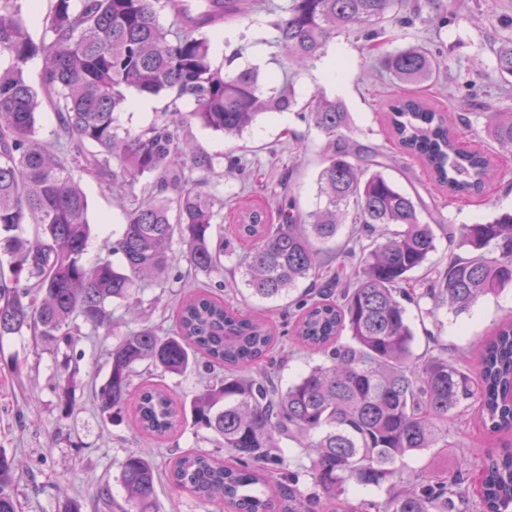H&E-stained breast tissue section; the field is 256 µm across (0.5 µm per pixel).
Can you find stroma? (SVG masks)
I'll use <instances>...</instances> for the list:
<instances>
[{"mask_svg": "<svg viewBox=\"0 0 512 512\" xmlns=\"http://www.w3.org/2000/svg\"><path fill=\"white\" fill-rule=\"evenodd\" d=\"M422 10L410 26L387 24L380 48H372L356 33H342L331 40L324 54L308 74L294 77L296 108L266 115L241 136L228 138L198 122L185 126L183 134L193 140L214 165L207 174L206 188L217 198L229 195L254 198L289 194L305 212L316 209L317 175L324 164L325 139L300 115L312 97L322 94L341 100L350 115L349 135L359 145L380 152L383 172L403 190L418 193L422 202L439 213L445 223L471 224L487 218L494 209L512 208V154L496 153L488 135L487 113L512 104L495 69L494 39L512 19V0H497L494 13H485L482 0H417ZM283 0H264L263 8L234 25L238 37L214 48L212 61L221 64L233 57L234 68H257L260 76L281 73L287 61L274 45V23ZM414 45L440 50L444 61L440 76L423 89L427 100L455 119L459 105L471 95L470 80L475 69L489 75L480 96V113L468 123L456 121L459 145L469 151L491 154L494 177L479 195L449 197L436 190L422 163L400 148L390 137L387 125L389 103L414 93L415 88L395 81L382 63V55ZM241 57H234V50ZM336 66L340 78L330 80L329 66ZM238 156L250 162L255 173L247 178H225L227 159ZM88 201L87 217L91 236L83 256L92 266L107 257V242L115 240L124 222V212L103 182L81 175ZM239 274V257L224 260L223 276L196 273L181 258H174L158 280L141 287L134 300L113 303L120 325L114 332L83 328L73 348L34 339L31 334L0 337V448L17 456L16 473L19 512H67L78 501L82 512H106L98 500L104 481H112V496L126 503L127 493L117 485L125 457L146 451L161 478L156 485L159 512H212L209 505L175 487L168 479L172 461L189 451L212 452L213 435L185 424L166 439L156 442L145 437L131 419L109 423L102 419L93 402V390L107 379L109 352L121 335L145 326L173 328V309L180 300L183 284H208L241 311L270 309L282 320L288 300L270 303L254 297L245 286L227 290ZM429 299L409 306L415 331V352H424L428 334L438 336L449 352L469 353L474 337L491 335L502 321L512 318V290L481 300L467 314L441 309L437 318H425L421 309ZM208 372L197 366L179 375L160 374L141 366L134 384L151 380L165 383L177 396L192 398L202 392ZM70 399L74 410L63 415L62 401ZM449 446L433 448L405 461L406 476L435 475L456 468L459 457H467L473 469H480L488 453L512 446V434H484L470 415L448 425Z\"/></svg>", "mask_w": 512, "mask_h": 512, "instance_id": "35a3bbf8", "label": "stroma"}]
</instances>
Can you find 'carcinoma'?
Returning <instances> with one entry per match:
<instances>
[{"instance_id": "obj_1", "label": "carcinoma", "mask_w": 512, "mask_h": 512, "mask_svg": "<svg viewBox=\"0 0 512 512\" xmlns=\"http://www.w3.org/2000/svg\"><path fill=\"white\" fill-rule=\"evenodd\" d=\"M23 2L0 0V60L8 61L0 65V336L29 332L71 347L82 323L110 332L112 303L129 301L146 277L168 268L173 241L190 269L206 274L223 273L224 256L237 244L254 295L276 301L306 284L291 314L292 341L324 360L286 389L274 387L281 360L273 355L271 318L241 314L196 286L175 308L174 332L142 328L112 348L107 380L94 396L109 422L123 419L131 399L139 427L152 438L188 417L213 432L233 462L190 452L176 458L170 475L214 512H512V447L486 460L475 497L464 457L453 471L408 483L398 467L415 453L448 447V421L470 408L488 433L512 432V321L474 341L479 360L472 365L442 352L414 353L405 307L427 298L429 317L444 306L462 313L512 288V212L458 225L422 214L416 198L380 171L383 163L350 142L343 104L319 96L305 118L326 140L318 175L323 206L304 213L294 200L273 197L243 208L226 227L192 178L211 172L213 163L180 129L194 120L236 137L261 115L294 105L256 70L211 62L204 29L245 17L246 5L258 0H50L38 42ZM405 8L406 0H284L274 44L297 74L342 32L358 30L370 43L385 22L409 23ZM163 10L174 18L168 28L159 22ZM495 53L500 78H512V36ZM38 56L36 89L24 69ZM385 63L398 81L416 86L440 70L422 47L391 52ZM135 94L163 95L168 103L132 133L119 115ZM41 98L59 118L64 149L37 138ZM389 119L399 144L448 196L478 192L490 178L489 157L460 149L443 113L420 97H399ZM488 133L512 151V106L491 113ZM76 169L103 180L119 201L131 199L120 237L93 267L82 263L90 224ZM349 216L352 236L377 240L361 248L353 283L337 290L340 277L328 270L325 253ZM440 231L462 253L450 256L423 291L405 288L437 250ZM116 254L120 268L110 260ZM200 355L208 366L224 367V376L190 403L160 384L131 391L137 366L178 374ZM284 440L309 459L315 491L303 490L292 472L270 481L283 464ZM16 468L14 456L0 449V512H16ZM158 479L145 452L127 455L121 483L137 512H156ZM350 482L384 485L386 497L352 504L344 497Z\"/></svg>"}]
</instances>
